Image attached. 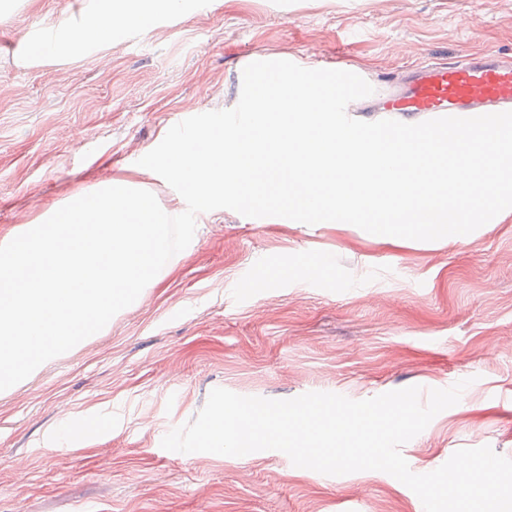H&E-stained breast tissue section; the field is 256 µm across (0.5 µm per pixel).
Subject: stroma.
<instances>
[{
    "mask_svg": "<svg viewBox=\"0 0 512 512\" xmlns=\"http://www.w3.org/2000/svg\"><path fill=\"white\" fill-rule=\"evenodd\" d=\"M73 2L0 0V239L72 191L136 175L162 128L232 101L249 56L336 60L380 97L419 63L512 53V0H192L150 31L14 64ZM463 379L460 402L402 446L408 464L430 472L483 445L512 458V208L450 242L397 244L219 209L104 335L0 395V512H419L381 471L329 476L280 451L174 461L160 442L217 387L362 400Z\"/></svg>",
    "mask_w": 512,
    "mask_h": 512,
    "instance_id": "obj_1",
    "label": "stroma"
}]
</instances>
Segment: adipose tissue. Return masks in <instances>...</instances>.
<instances>
[{"label":"adipose tissue","mask_w":512,"mask_h":512,"mask_svg":"<svg viewBox=\"0 0 512 512\" xmlns=\"http://www.w3.org/2000/svg\"><path fill=\"white\" fill-rule=\"evenodd\" d=\"M181 10V0H84L79 16L60 18L55 30L72 49L82 50L102 44L108 32L130 27L149 30L158 19Z\"/></svg>","instance_id":"obj_1"}]
</instances>
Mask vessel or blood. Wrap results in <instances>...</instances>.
I'll return each instance as SVG.
<instances>
[{
    "label": "vessel or blood",
    "mask_w": 512,
    "mask_h": 512,
    "mask_svg": "<svg viewBox=\"0 0 512 512\" xmlns=\"http://www.w3.org/2000/svg\"><path fill=\"white\" fill-rule=\"evenodd\" d=\"M512 106V54L486 52L461 61L427 63L385 94L375 109L398 117L456 115Z\"/></svg>",
    "instance_id": "1"
}]
</instances>
